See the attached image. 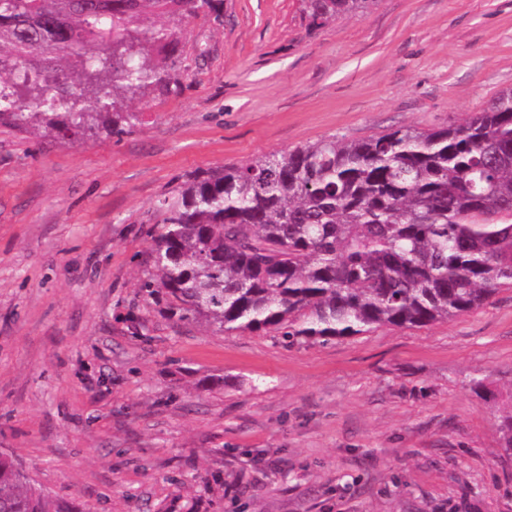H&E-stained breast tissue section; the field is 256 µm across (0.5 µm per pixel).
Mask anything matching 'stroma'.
<instances>
[{"instance_id":"stroma-1","label":"stroma","mask_w":512,"mask_h":512,"mask_svg":"<svg viewBox=\"0 0 512 512\" xmlns=\"http://www.w3.org/2000/svg\"><path fill=\"white\" fill-rule=\"evenodd\" d=\"M122 134L0 126V453L76 512H512V288L422 328L288 345L139 284L200 170L462 122L512 89V0H302L168 18ZM483 388H475L474 376ZM305 12L314 24H325L337 18L366 10L375 0H303Z\"/></svg>"}]
</instances>
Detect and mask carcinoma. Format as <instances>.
I'll return each instance as SVG.
<instances>
[{
	"label": "carcinoma",
	"instance_id": "1",
	"mask_svg": "<svg viewBox=\"0 0 512 512\" xmlns=\"http://www.w3.org/2000/svg\"><path fill=\"white\" fill-rule=\"evenodd\" d=\"M215 0H0V124L112 132L142 89L178 86L154 60L162 16ZM375 0H304L321 25ZM148 299L220 331L290 344L428 326L512 288V90L465 121L334 136L191 175L159 201ZM0 512H75L0 454Z\"/></svg>",
	"mask_w": 512,
	"mask_h": 512
}]
</instances>
